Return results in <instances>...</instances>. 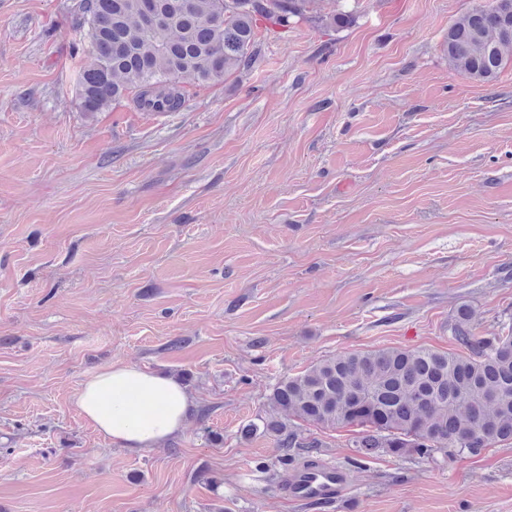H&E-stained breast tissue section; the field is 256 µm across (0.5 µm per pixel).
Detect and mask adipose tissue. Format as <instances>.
Wrapping results in <instances>:
<instances>
[{"instance_id":"1","label":"adipose tissue","mask_w":512,"mask_h":512,"mask_svg":"<svg viewBox=\"0 0 512 512\" xmlns=\"http://www.w3.org/2000/svg\"><path fill=\"white\" fill-rule=\"evenodd\" d=\"M145 402L161 404V413L145 416ZM75 405L96 430L137 453L181 433L195 401L180 382L165 374L114 363L83 382Z\"/></svg>"}]
</instances>
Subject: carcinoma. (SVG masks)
Listing matches in <instances>:
<instances>
[{
    "instance_id": "1",
    "label": "carcinoma",
    "mask_w": 512,
    "mask_h": 512,
    "mask_svg": "<svg viewBox=\"0 0 512 512\" xmlns=\"http://www.w3.org/2000/svg\"><path fill=\"white\" fill-rule=\"evenodd\" d=\"M168 23L155 31L140 24L142 0H84L80 27L87 42L72 45L83 58L79 88L83 111L95 114L134 96L141 108L181 109L189 98L182 79L221 84L250 70L256 28L288 31L296 20L323 22L317 0H155ZM448 63L462 76L489 83L512 62V12L481 6L457 19L444 40ZM452 338L464 349L379 348L327 358L279 381L273 412L247 425V434L273 437L286 466L320 462V439L301 424L358 426L352 447L397 458L477 456L512 443V327L490 336L473 332L472 311L458 308Z\"/></svg>"
}]
</instances>
